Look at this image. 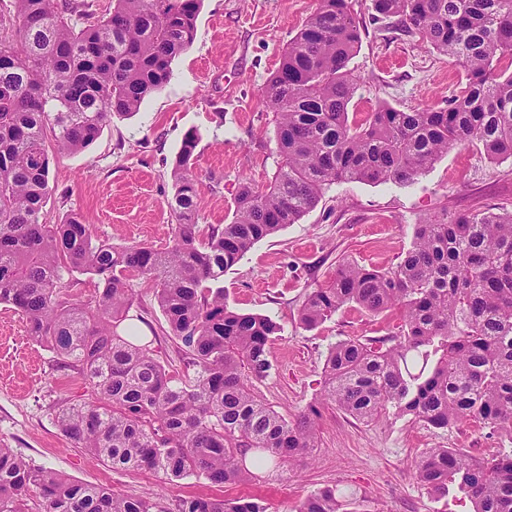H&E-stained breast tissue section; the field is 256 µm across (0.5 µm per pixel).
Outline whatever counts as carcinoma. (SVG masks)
<instances>
[{
  "instance_id": "carcinoma-1",
  "label": "carcinoma",
  "mask_w": 512,
  "mask_h": 512,
  "mask_svg": "<svg viewBox=\"0 0 512 512\" xmlns=\"http://www.w3.org/2000/svg\"><path fill=\"white\" fill-rule=\"evenodd\" d=\"M203 0H11L0 14V303L49 347L56 369L77 373L87 400L58 407L73 444L114 469L149 470L170 483L195 476L216 488L314 447L319 408L280 416L255 391L273 369L279 326L240 313L213 287L256 243L313 210L343 182L405 185L448 151L479 145L512 159V0H371L374 23L396 19L464 73L440 107L384 104L349 115L359 76L348 64L360 41L352 0H317L264 88L280 158L269 186L239 183L231 220L199 224L192 165L198 135L173 160L172 245L112 246L92 239L77 213L52 224L45 210L50 166L80 153L114 116L137 112L169 81L195 40ZM53 146H48L47 135ZM98 278L85 305L69 299L63 272ZM152 284L192 372L172 376L134 327L128 277ZM348 304L396 311L397 331L329 347L322 397L371 421L392 409L435 429L464 420L512 440V212L472 208L415 225L389 269L342 260L314 288L298 321L315 328ZM416 476L431 493L453 488L472 512H512V450L475 458L428 448ZM353 494L324 487L299 512H350ZM0 512H266L258 501L188 497L174 508L72 480L0 447Z\"/></svg>"
}]
</instances>
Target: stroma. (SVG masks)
<instances>
[{
    "label": "stroma",
    "mask_w": 512,
    "mask_h": 512,
    "mask_svg": "<svg viewBox=\"0 0 512 512\" xmlns=\"http://www.w3.org/2000/svg\"><path fill=\"white\" fill-rule=\"evenodd\" d=\"M370 0H353L361 41L349 67L360 77L351 113L386 103L399 109L440 106L461 80L446 56L404 32L379 29ZM315 0H203L193 46L171 66L167 85L131 117H115L86 151L50 168L51 221L80 214L95 240L166 249L175 221L172 161L185 135L197 132L192 171L200 183L202 223L230 221L241 179L256 188L271 180L279 157L264 87ZM474 205L512 210V159L493 161L482 149L453 150L413 183L348 182L328 188L297 223L257 243L220 281L231 305L268 316L281 327L270 347L273 370L257 385L261 399L287 419L318 405L314 447L263 472L259 482L217 490L202 478L176 483L154 472L115 470L91 458L56 425L60 405L88 397L76 374L56 370L48 348L32 342L16 311L0 304V446L73 480L123 496L172 506L185 497L257 499L266 512H296L311 492L339 486L360 512H471L456 492L437 498L415 478L425 449L445 445L481 456L512 446L466 421L430 430L393 413L363 423L321 400V371L331 344L394 332V314L379 317L348 306L315 329L298 311L307 294L327 285L340 260L387 269L409 248L414 226L441 210ZM130 316L153 339L173 375L188 356L170 334L153 288L133 281Z\"/></svg>",
    "instance_id": "obj_1"
}]
</instances>
